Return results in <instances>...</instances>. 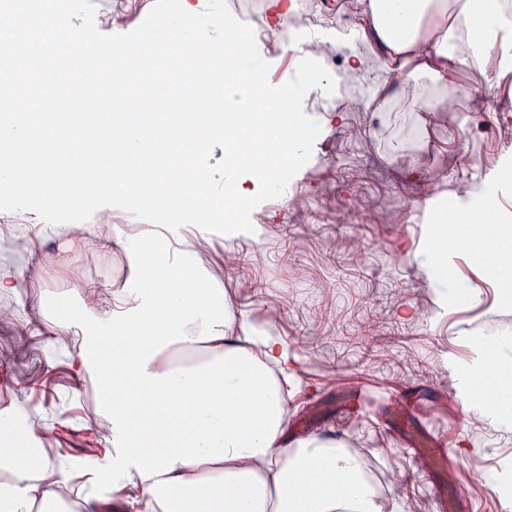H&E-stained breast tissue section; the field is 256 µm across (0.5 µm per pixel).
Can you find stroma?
<instances>
[{"label": "stroma", "instance_id": "obj_1", "mask_svg": "<svg viewBox=\"0 0 512 512\" xmlns=\"http://www.w3.org/2000/svg\"><path fill=\"white\" fill-rule=\"evenodd\" d=\"M64 2L76 24L116 48L172 12L174 0H133L116 21L101 0ZM263 7L264 0H201L198 24L220 41L227 21L262 17ZM259 48L269 91L302 86L300 111L319 130L304 146L296 187L287 197L266 198L261 212L272 220L262 240L225 239L226 225L238 219L228 212L223 223L204 227L213 245L200 258L223 279L236 312L288 347V437L353 449L384 512H436L440 479L421 474L391 418L397 394L427 401L416 425L447 436L448 464L489 474L466 488L463 512H512L496 479L512 471V423L479 417L462 393L473 341L512 337V302L501 293L498 264L462 252L452 274L470 294L440 308L424 257L423 207L431 196L455 201L512 153V76L490 88L476 68L459 69L456 81L468 91L457 111L422 112L374 57H366L360 81H347L353 44L327 45L315 61L335 88L324 104L301 52L272 41ZM327 111L343 113V123L322 126ZM42 250L59 258L42 276L47 294L125 277L118 256L108 262L88 249L68 251L52 236ZM28 321L21 312L14 325L0 324V363L13 373L0 384V408H22L53 427L50 460L71 474L70 496L90 499L91 512H101L112 490L96 468L112 450L94 433L100 389L92 375L72 369V341L45 332L19 349L13 329Z\"/></svg>", "mask_w": 512, "mask_h": 512}]
</instances>
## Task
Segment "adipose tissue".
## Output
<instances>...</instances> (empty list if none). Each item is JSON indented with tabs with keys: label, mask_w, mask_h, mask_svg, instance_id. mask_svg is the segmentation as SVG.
<instances>
[{
	"label": "adipose tissue",
	"mask_w": 512,
	"mask_h": 512,
	"mask_svg": "<svg viewBox=\"0 0 512 512\" xmlns=\"http://www.w3.org/2000/svg\"><path fill=\"white\" fill-rule=\"evenodd\" d=\"M200 0H176L173 13L159 16L149 36L116 50L119 70L93 68L102 48L93 34L75 41L77 25L63 0H42L39 42L50 49L31 67L32 77L53 75L59 59L80 61V69L65 77L85 95L97 94L122 73L155 64L161 55L182 49L185 33L196 22ZM349 31L327 28L322 38L341 43L360 41L388 69L405 72L402 93L424 112H444L448 100L428 95L423 81L447 88L456 66L477 59L493 60V76L512 73V52H494L495 43L512 45V13L502 0H353ZM180 81L204 79L222 84L228 102L247 100L255 116L251 141L269 143L279 161L273 179L254 177L267 158L255 154L250 165L238 161V147L227 153L225 207L253 210L271 194H287L298 150L300 119L290 112L287 96L270 98L266 70L252 43L231 35L221 51L203 49L187 58ZM214 115L180 113L168 128L143 118L128 125L123 115L104 122L101 142L120 140V161L111 174L83 185L71 200L65 188L44 169L42 176L10 179L9 166L0 167V243L36 253L50 234H67L73 251L96 243L100 253L121 251L127 274L116 289L79 285L82 308L75 315L46 316L42 301L30 291L40 281L39 264L19 268L0 264V322L12 321L26 309L47 330L75 336L72 360L76 373L91 372L108 403L97 423L100 442L111 445L107 465L112 488L137 487L135 497L122 496L113 512H380L372 486L355 456L317 437L288 442L284 389L270 376L286 366L284 343L261 328L236 319L224 284L201 263L199 254L209 239L196 233L199 189L208 188L207 170L180 179L184 160L181 145L208 133ZM74 127L41 131L20 121H0V158H11L23 140L28 155L42 156V143L52 139L65 153ZM156 141L161 151L149 199L132 186V157L140 138ZM493 180L466 192L454 212L439 209L436 198L425 201L430 224L425 251L433 271L440 303L456 295V279L448 264L460 252L480 245L494 254L504 271L501 287L512 286V220L495 214V227L483 242H475L469 226L484 209L490 194L499 191ZM162 209L153 237V259H145L138 225L113 221L115 208ZM93 211V223L80 216ZM26 214L31 237H14L17 214ZM512 360V339L478 341L475 365L499 371L489 387L491 404H474L476 413L501 420L512 416V374L502 371ZM52 427L34 422L13 423L11 409L0 410V512H47L59 501L50 462L37 449L50 442Z\"/></svg>",
	"instance_id": "ef3b65f1"
}]
</instances>
